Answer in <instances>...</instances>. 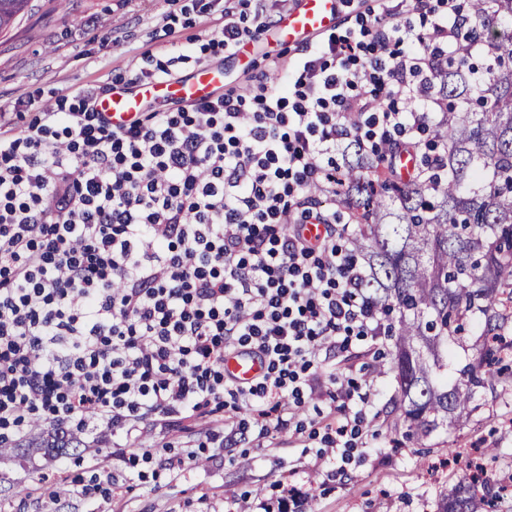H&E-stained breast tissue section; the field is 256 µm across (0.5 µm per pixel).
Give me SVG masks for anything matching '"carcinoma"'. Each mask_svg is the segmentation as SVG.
I'll return each mask as SVG.
<instances>
[{
	"label": "carcinoma",
	"mask_w": 512,
	"mask_h": 512,
	"mask_svg": "<svg viewBox=\"0 0 512 512\" xmlns=\"http://www.w3.org/2000/svg\"><path fill=\"white\" fill-rule=\"evenodd\" d=\"M29 0H0V34ZM468 35L443 59L433 94L450 101L434 119L427 152L409 176L381 170L354 151L336 207L359 213L352 244L367 269L366 292L385 314L398 389L390 429L423 441L468 410L477 388L494 387L490 347L452 366L465 326L499 342L512 321V0H469ZM487 62H470L471 46ZM52 458L84 447L83 431L35 423ZM493 487L472 461L437 512H478Z\"/></svg>",
	"instance_id": "1"
}]
</instances>
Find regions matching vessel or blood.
Listing matches in <instances>:
<instances>
[{
    "instance_id": "obj_1",
    "label": "vessel or blood",
    "mask_w": 512,
    "mask_h": 512,
    "mask_svg": "<svg viewBox=\"0 0 512 512\" xmlns=\"http://www.w3.org/2000/svg\"><path fill=\"white\" fill-rule=\"evenodd\" d=\"M339 0H297L278 25L285 43L296 44L309 37L333 29L339 20ZM225 75L221 66L205 63L191 77L141 84L132 88L113 87L98 100L100 111L106 112L113 125L129 123L147 102L158 100L198 101L224 89ZM260 359L252 353L237 351L225 355L224 375L239 385L251 384L263 372Z\"/></svg>"
}]
</instances>
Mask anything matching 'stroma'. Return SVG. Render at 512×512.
Listing matches in <instances>:
<instances>
[{"instance_id":"1","label":"stroma","mask_w":512,"mask_h":512,"mask_svg":"<svg viewBox=\"0 0 512 512\" xmlns=\"http://www.w3.org/2000/svg\"><path fill=\"white\" fill-rule=\"evenodd\" d=\"M225 0H30L27 12L0 34V110L32 96L49 99L75 85L109 84L112 73L132 75L142 55L166 56L171 43L205 44L222 23ZM288 60L276 45L275 30L254 45L253 60H223L228 86L247 87L267 72L269 56ZM387 336L353 342L328 358L325 370L351 377L374 392L376 418L365 458L345 481L331 478L333 461L317 458L310 431L331 412L332 400L307 402L303 431L282 430L272 437L226 447L223 456L205 448L207 419L185 421L182 429L141 424L130 440L115 442L111 431L85 433L75 458L0 460V512H265L268 505L302 493L305 512H435L439 493L449 491L462 467L441 462L450 449H494L488 457L491 480L512 479V404L490 391L476 393L473 410L456 428L422 442L399 441L386 424V403L396 382L387 356ZM149 454V480L133 478L132 455ZM183 457L180 471L166 468ZM110 473L117 483L88 499L74 481Z\"/></svg>"}]
</instances>
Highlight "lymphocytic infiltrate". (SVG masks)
Returning a JSON list of instances; mask_svg holds the SVG:
<instances>
[{"label": "lymphocytic infiltrate", "instance_id": "f902f5d3", "mask_svg": "<svg viewBox=\"0 0 512 512\" xmlns=\"http://www.w3.org/2000/svg\"><path fill=\"white\" fill-rule=\"evenodd\" d=\"M411 2L400 18L371 0L345 34L279 65L275 90L228 89L125 127L90 85L24 100L29 119L0 131V438L38 417L129 434L156 415L243 406L240 436L302 429L321 352L382 332L349 255L353 224L321 200L336 192V152L353 138L386 146L388 164L415 151L437 106L424 46L456 44L468 23L457 0ZM270 25L225 11L206 44L146 56L130 82L232 56ZM240 348L265 361L246 388L224 377ZM340 396L316 455L343 479L371 421L356 383Z\"/></svg>", "mask_w": 512, "mask_h": 512}]
</instances>
